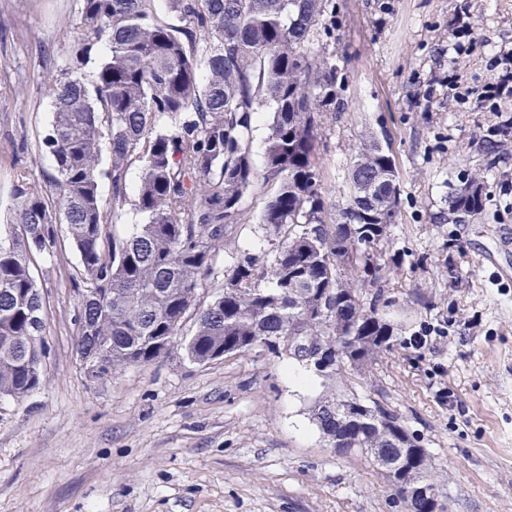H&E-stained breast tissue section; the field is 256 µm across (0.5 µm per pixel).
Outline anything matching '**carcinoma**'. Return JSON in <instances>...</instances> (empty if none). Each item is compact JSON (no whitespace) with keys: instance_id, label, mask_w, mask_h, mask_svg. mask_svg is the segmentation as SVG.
<instances>
[{"instance_id":"1","label":"carcinoma","mask_w":512,"mask_h":512,"mask_svg":"<svg viewBox=\"0 0 512 512\" xmlns=\"http://www.w3.org/2000/svg\"><path fill=\"white\" fill-rule=\"evenodd\" d=\"M327 3L166 0L182 22L174 26L155 18L154 0H80L76 62L98 43L107 56L89 84L44 81L53 113L36 146L54 172L40 183L21 180L11 224L0 233V396L18 401L41 384L43 371L34 367L48 345L32 313L46 311L47 301L32 268L36 256L53 250L63 224L80 262L72 277L80 294L76 349L112 344L105 371L158 359L155 338L179 335L189 318L195 331L185 350L202 364L220 350L250 352L266 338L265 350L302 365L305 345L334 346L336 324L345 325L348 365H336L333 355L320 374L328 394L314 406L319 430L343 455L352 450L336 448V435L347 429L377 467L391 463L396 479L439 490L425 449L401 447L395 414L336 391L344 372L391 344L392 329L377 312L381 292H362L364 283L378 282L380 265L360 245L382 238L378 206L397 211L400 187L378 183L396 174L395 161L369 140L348 174L350 200L336 207V223L326 221L319 130L323 114L344 111L345 102L333 58L308 47ZM262 95L274 112L259 175L248 136ZM104 137L111 144L106 169ZM136 161L142 174L131 200L127 171ZM103 177L112 185L109 206L99 192ZM259 178L277 185L261 223L284 241L259 273L251 256L238 258L223 292L201 305L226 226L240 223L239 201ZM449 189L448 210L482 211L483 193ZM128 204L144 221L120 235L110 230L112 217ZM310 225L317 236L306 235ZM352 244L348 267H336V250ZM326 294L344 304L343 319L303 318Z\"/></svg>"}]
</instances>
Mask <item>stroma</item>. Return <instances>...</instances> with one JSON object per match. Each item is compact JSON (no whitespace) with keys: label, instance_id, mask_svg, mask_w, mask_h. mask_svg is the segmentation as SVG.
<instances>
[{"label":"stroma","instance_id":"35a3bbf8","mask_svg":"<svg viewBox=\"0 0 512 512\" xmlns=\"http://www.w3.org/2000/svg\"><path fill=\"white\" fill-rule=\"evenodd\" d=\"M332 53L346 108L322 120L318 164L328 207L349 200L354 151L376 137L394 158L401 204L375 254L380 317L393 330L344 388L379 402L417 436L447 512H512V139L496 167L483 146L507 120L480 93L512 50V0H331ZM80 0H0V225L20 175L51 169L34 151L52 119L48 75L92 80L73 48ZM467 9L476 40L451 50L450 20ZM481 176L478 218L457 224L449 184ZM269 186L243 194L209 302L237 256L270 259L281 237L261 224ZM77 253L66 233L33 269L46 294L42 383L22 400L0 396V512H404L384 472L330 448L311 407L325 389L288 379L289 362L258 351L199 364L183 346L104 377L75 350ZM426 333L424 346L410 345Z\"/></svg>","mask_w":512,"mask_h":512}]
</instances>
